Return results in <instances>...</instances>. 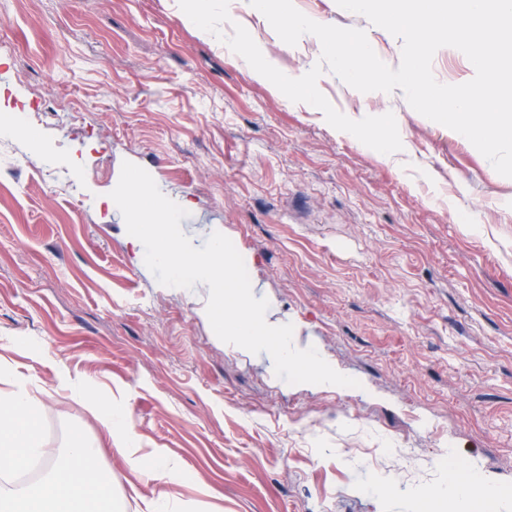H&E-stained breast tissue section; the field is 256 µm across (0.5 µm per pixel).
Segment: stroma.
<instances>
[{"label":"stroma","mask_w":512,"mask_h":512,"mask_svg":"<svg viewBox=\"0 0 512 512\" xmlns=\"http://www.w3.org/2000/svg\"><path fill=\"white\" fill-rule=\"evenodd\" d=\"M294 4L399 66L401 39L365 17ZM229 13L290 77L321 56L239 0ZM1 40L0 108L29 115L45 153L33 164L25 138L0 137L10 371L41 385L63 367L120 401L143 450L190 475L170 488L179 512H455L439 495L452 457L486 490L512 485V178L401 89L323 71L347 117L394 113L403 148L380 157L201 37L177 0H0ZM126 160L189 200L193 246L227 236L268 320L359 387L285 382L268 354L213 336L205 285H160L120 210L96 206ZM41 428L52 452L99 434L65 392ZM98 458L123 512H142L153 485L112 449Z\"/></svg>","instance_id":"obj_1"}]
</instances>
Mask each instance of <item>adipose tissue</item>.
Here are the masks:
<instances>
[{"label": "adipose tissue", "mask_w": 512, "mask_h": 512, "mask_svg": "<svg viewBox=\"0 0 512 512\" xmlns=\"http://www.w3.org/2000/svg\"><path fill=\"white\" fill-rule=\"evenodd\" d=\"M53 388L69 391L84 401L114 452L148 481L158 493L145 500L144 512H169L170 485L184 480L182 470L167 464L160 450L141 453L137 435L124 407L116 400L93 394L67 372H59ZM42 398L20 380L0 385V473L26 467L33 459L44 464V480L0 495V512H91L110 496V486L96 481L97 452L83 432L73 433L66 448L57 454L43 450Z\"/></svg>", "instance_id": "adipose-tissue-1"}]
</instances>
